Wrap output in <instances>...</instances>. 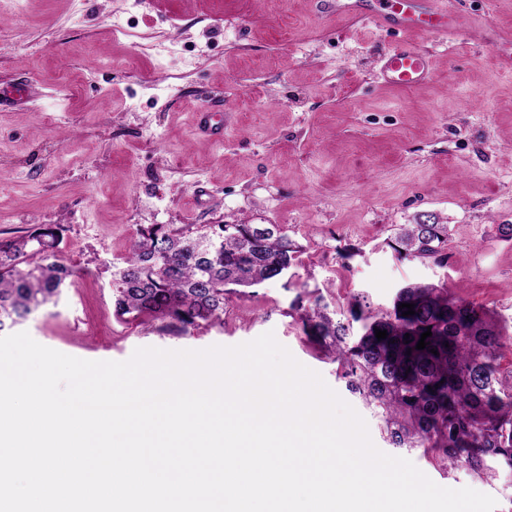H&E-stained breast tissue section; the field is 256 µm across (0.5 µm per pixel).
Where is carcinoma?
<instances>
[{"label": "carcinoma", "instance_id": "carcinoma-1", "mask_svg": "<svg viewBox=\"0 0 512 512\" xmlns=\"http://www.w3.org/2000/svg\"><path fill=\"white\" fill-rule=\"evenodd\" d=\"M61 228L40 227L0 239V333L24 324L57 298L76 270L60 262ZM389 246L400 258H448V225L417 217L400 224ZM302 246L279 224L153 225L141 231L123 265L112 272L115 316L164 322L185 334L223 326L228 287H253L299 262ZM290 316L336 376L378 419L386 444L424 449L443 469L464 468L482 481L512 473V370L501 367L503 329L485 307L415 283L398 290L392 307L375 313L360 297L333 305L320 289ZM414 305L402 316L400 304ZM387 331L378 340L375 330ZM428 345L416 349L421 334ZM437 353H431V350Z\"/></svg>", "mask_w": 512, "mask_h": 512}]
</instances>
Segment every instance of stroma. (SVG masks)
<instances>
[{
  "mask_svg": "<svg viewBox=\"0 0 512 512\" xmlns=\"http://www.w3.org/2000/svg\"><path fill=\"white\" fill-rule=\"evenodd\" d=\"M467 26L394 32L329 16L317 0H0V87L37 97L0 107V238L61 228L78 267L57 301L23 326L38 343L91 361L139 347L204 349L266 332L335 391L336 365L290 316L304 286L391 307L409 283L447 284L512 335V0H448ZM430 59L428 78L386 84L396 44ZM224 120L213 140L201 107ZM433 214L448 262L401 259L397 225ZM279 224L302 245L286 275L229 294L223 326L187 334L117 321L112 268L153 224ZM407 457L442 487L512 503L493 481Z\"/></svg>",
  "mask_w": 512,
  "mask_h": 512,
  "instance_id": "stroma-1",
  "label": "stroma"
}]
</instances>
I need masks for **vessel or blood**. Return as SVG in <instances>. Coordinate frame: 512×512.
<instances>
[{
  "instance_id": "1",
  "label": "vessel or blood",
  "mask_w": 512,
  "mask_h": 512,
  "mask_svg": "<svg viewBox=\"0 0 512 512\" xmlns=\"http://www.w3.org/2000/svg\"><path fill=\"white\" fill-rule=\"evenodd\" d=\"M379 25L399 23L402 28H422L437 33L454 32L459 25L457 14L449 10L446 0H384L372 16ZM430 67L428 56L406 46L396 47L381 63L385 83L409 87L422 82Z\"/></svg>"
}]
</instances>
